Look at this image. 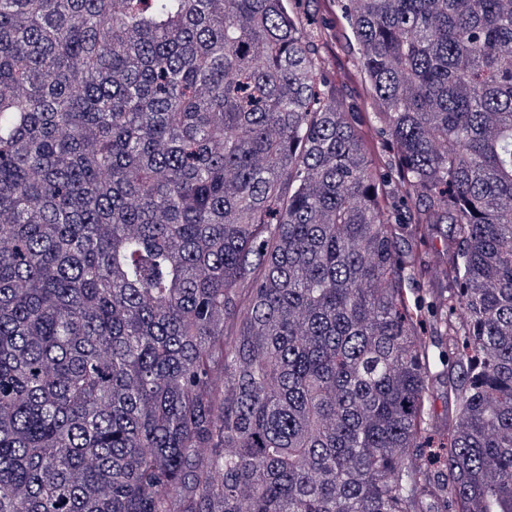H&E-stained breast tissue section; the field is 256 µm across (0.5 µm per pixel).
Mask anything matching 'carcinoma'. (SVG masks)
I'll return each mask as SVG.
<instances>
[{"label": "carcinoma", "mask_w": 512, "mask_h": 512, "mask_svg": "<svg viewBox=\"0 0 512 512\" xmlns=\"http://www.w3.org/2000/svg\"><path fill=\"white\" fill-rule=\"evenodd\" d=\"M291 2L0 0V512H512V0ZM300 14L304 22L319 25L322 22L338 24L340 23L339 17H325L322 16V1L321 0H302L300 2ZM358 46L355 43H344L326 54V70L333 82L336 81V90L346 95L353 107L352 112H362L360 118L368 121L370 118L375 127L379 126L373 119L375 112L358 97V85L347 78V72L353 69L358 57ZM369 112V113H368ZM449 231V224H440L427 244L423 257L428 273L435 271L446 259L445 243ZM438 371L442 373L441 378L434 381L431 397V423L442 432L448 428L453 411L452 402H448V367L443 361L438 365Z\"/></svg>", "instance_id": "1"}]
</instances>
